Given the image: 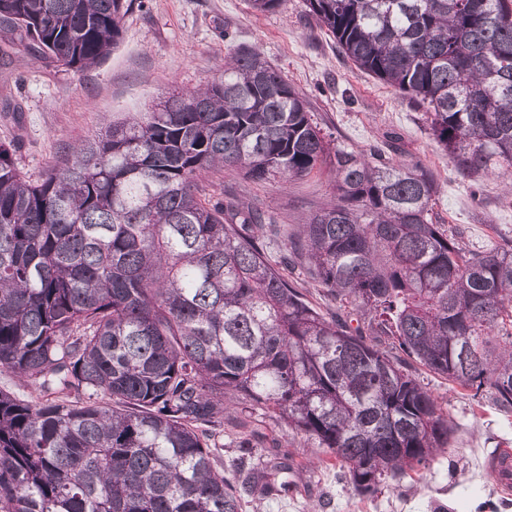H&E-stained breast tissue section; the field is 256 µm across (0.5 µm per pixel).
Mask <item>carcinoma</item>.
I'll return each mask as SVG.
<instances>
[{
	"label": "carcinoma",
	"mask_w": 512,
	"mask_h": 512,
	"mask_svg": "<svg viewBox=\"0 0 512 512\" xmlns=\"http://www.w3.org/2000/svg\"><path fill=\"white\" fill-rule=\"evenodd\" d=\"M134 0H0V31L83 70ZM356 68L410 96L464 181L512 171V0H305ZM334 199L288 235L336 301L327 316L262 240L278 226L202 174L298 178ZM434 172L331 145L254 49L81 142L31 181L0 142V512H243L290 491L275 452L219 467L224 410L284 422L361 493L450 448L411 370L512 408V241L486 251L433 220ZM359 316L351 326V315ZM0 389L10 391L17 397L29 401L41 399L39 392L32 385H23L13 375L0 371Z\"/></svg>",
	"instance_id": "carcinoma-1"
}]
</instances>
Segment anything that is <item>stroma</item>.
I'll return each mask as SVG.
<instances>
[{
  "label": "stroma",
  "instance_id": "stroma-1",
  "mask_svg": "<svg viewBox=\"0 0 512 512\" xmlns=\"http://www.w3.org/2000/svg\"><path fill=\"white\" fill-rule=\"evenodd\" d=\"M240 48L262 52L335 144L370 152L384 147L387 133H397L390 158L434 171L436 221L461 230L471 249L512 240V201L503 176L462 182L435 142L425 108L344 59L304 0H287L264 14L252 12L247 0H142L125 15L116 47L86 70L0 42V141L14 142L18 168L40 180L71 147L112 123L148 111L172 92L210 85ZM201 182L214 197H243L284 232L325 205L334 187L325 171L285 182L253 181L227 170L206 173ZM417 376L448 411L455 427L451 446L428 469L388 480L371 496L359 495L332 454L314 441L262 412L249 415L250 428L263 435L256 455H267L270 441L278 440L301 471L288 499L264 502L257 512H313L318 506L324 512H477L482 504L490 512H512V493L502 492L486 470L497 449L512 448V411L426 370Z\"/></svg>",
  "mask_w": 512,
  "mask_h": 512
}]
</instances>
